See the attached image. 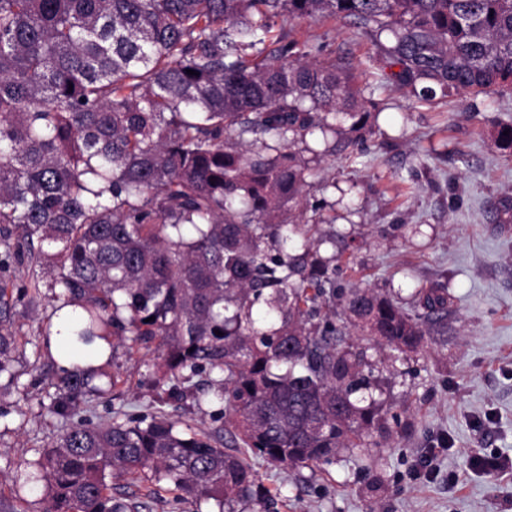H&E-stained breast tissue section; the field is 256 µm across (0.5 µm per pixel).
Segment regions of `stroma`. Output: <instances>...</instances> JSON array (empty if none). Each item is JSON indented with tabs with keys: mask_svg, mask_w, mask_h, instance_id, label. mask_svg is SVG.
I'll return each mask as SVG.
<instances>
[{
	"mask_svg": "<svg viewBox=\"0 0 512 512\" xmlns=\"http://www.w3.org/2000/svg\"><path fill=\"white\" fill-rule=\"evenodd\" d=\"M299 50L321 46L322 59L352 63L360 84L375 85L386 108L370 118L368 154L324 155L308 195L334 235L328 252L341 263L343 286L376 288L417 304L421 288H445L448 334L401 354L356 341L378 372L389 431L365 451L333 463L284 471L260 464L279 512H512V469L480 472L471 461L512 458V148L496 139L512 124V96L478 101L451 94L434 104L403 94L381 69L379 45L346 20L285 22ZM51 292L27 294L14 309L18 351L13 378H0V505L42 512L37 460L67 426L52 411L55 351L39 333ZM153 356L119 345L108 373L115 389L93 398L89 419L117 410L164 412L182 428H217V402H160ZM438 449V471L422 459ZM114 495L150 512H211L206 502L176 503L167 481L113 482Z\"/></svg>",
	"mask_w": 512,
	"mask_h": 512,
	"instance_id": "1",
	"label": "stroma"
}]
</instances>
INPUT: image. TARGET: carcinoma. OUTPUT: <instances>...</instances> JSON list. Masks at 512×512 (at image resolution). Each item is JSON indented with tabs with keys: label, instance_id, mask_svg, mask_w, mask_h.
Returning a JSON list of instances; mask_svg holds the SVG:
<instances>
[{
	"label": "carcinoma",
	"instance_id": "obj_1",
	"mask_svg": "<svg viewBox=\"0 0 512 512\" xmlns=\"http://www.w3.org/2000/svg\"><path fill=\"white\" fill-rule=\"evenodd\" d=\"M284 17L390 35L393 80L422 101L512 93V0H0V372L16 349L9 271L25 261L34 291L56 290L51 316L72 308L73 351L115 336L154 352L170 396L204 376L229 426L122 410L92 424L102 368L62 369L53 411L69 424L38 463L45 512L148 508L112 497L115 474L271 512L258 462L318 467L388 432L351 336L414 350L448 334L443 288L419 291L420 313L336 284L306 219L308 139H336L340 114L354 137L334 150L364 144L377 103L351 64L297 51Z\"/></svg>",
	"mask_w": 512,
	"mask_h": 512
}]
</instances>
